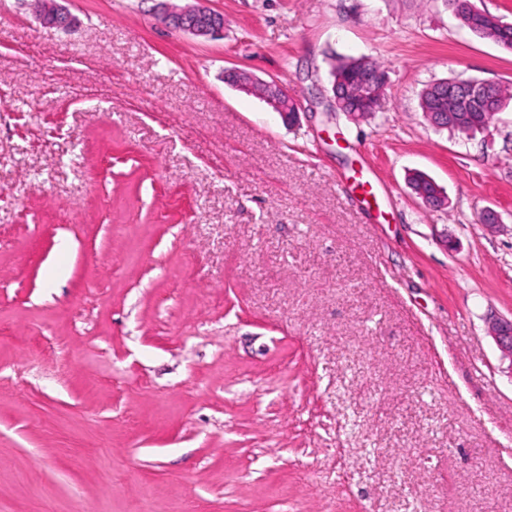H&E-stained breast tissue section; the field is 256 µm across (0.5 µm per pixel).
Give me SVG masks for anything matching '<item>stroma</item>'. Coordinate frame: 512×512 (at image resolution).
I'll return each instance as SVG.
<instances>
[{
    "label": "stroma",
    "mask_w": 512,
    "mask_h": 512,
    "mask_svg": "<svg viewBox=\"0 0 512 512\" xmlns=\"http://www.w3.org/2000/svg\"><path fill=\"white\" fill-rule=\"evenodd\" d=\"M209 5L217 41L0 0V512H512V106L473 135L418 106L512 86V52L441 0ZM340 57L386 67L371 118ZM35 15L39 22L46 27L71 31L74 19L57 0H33ZM224 76L239 90L260 95L272 111L278 113L285 122H288L289 108H292V123L295 121L300 110L299 103L276 82L259 80L237 69L226 70ZM488 332L495 340L503 356L509 358L512 363V319L490 318Z\"/></svg>",
    "instance_id": "obj_1"
}]
</instances>
